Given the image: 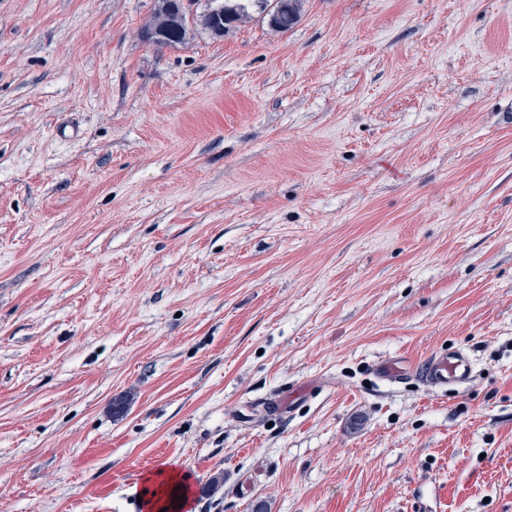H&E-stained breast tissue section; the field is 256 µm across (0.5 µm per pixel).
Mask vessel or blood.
<instances>
[{"instance_id":"vessel-or-blood-1","label":"vessel or blood","mask_w":512,"mask_h":512,"mask_svg":"<svg viewBox=\"0 0 512 512\" xmlns=\"http://www.w3.org/2000/svg\"><path fill=\"white\" fill-rule=\"evenodd\" d=\"M377 375L391 382H400L407 377H415L437 388L457 387L469 382L472 375V362L468 355L460 351H448L431 356L422 368H408L381 365Z\"/></svg>"}]
</instances>
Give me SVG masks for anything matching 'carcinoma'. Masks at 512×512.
I'll return each mask as SVG.
<instances>
[{
    "instance_id": "obj_1",
    "label": "carcinoma",
    "mask_w": 512,
    "mask_h": 512,
    "mask_svg": "<svg viewBox=\"0 0 512 512\" xmlns=\"http://www.w3.org/2000/svg\"><path fill=\"white\" fill-rule=\"evenodd\" d=\"M257 9L269 16V24L278 31H286L296 23L300 15L301 0H208L207 8L196 14L191 23L177 27L165 23L162 13L153 9L150 20L143 30L157 32L158 46H170L183 42L190 30V24H200L207 28L214 17L224 14V28L230 29L250 18V11Z\"/></svg>"
}]
</instances>
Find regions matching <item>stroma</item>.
I'll return each instance as SVG.
<instances>
[{"mask_svg": "<svg viewBox=\"0 0 512 512\" xmlns=\"http://www.w3.org/2000/svg\"><path fill=\"white\" fill-rule=\"evenodd\" d=\"M153 5L0 0V512H512V0ZM207 8L198 15L197 10L190 22L177 27L165 23L162 13L153 9L150 20L144 25L143 32L156 31L160 41L157 47L182 43L190 30V23H199L207 31L208 23L224 11L223 19L214 20L211 31L214 38H224V28L229 30L250 18L253 8L269 16V24L278 31H288L300 15L301 0H208ZM374 371L380 378L391 382H403L413 376L436 389H447L469 382L472 362L463 352L448 351L431 356L420 370L381 365L376 366Z\"/></svg>", "mask_w": 512, "mask_h": 512, "instance_id": "stroma-1", "label": "stroma"}]
</instances>
